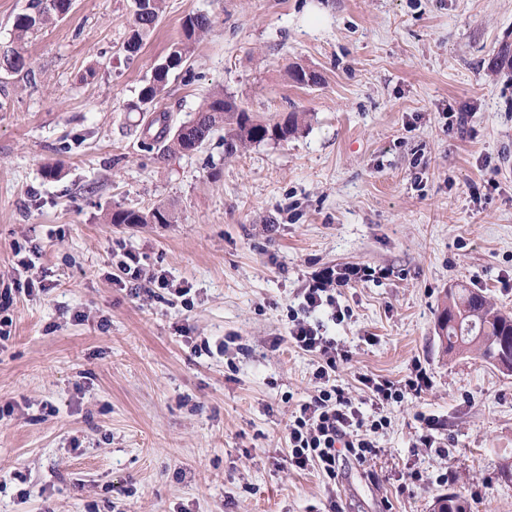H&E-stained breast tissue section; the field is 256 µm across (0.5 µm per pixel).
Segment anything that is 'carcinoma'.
<instances>
[{"label":"carcinoma","instance_id":"carcinoma-1","mask_svg":"<svg viewBox=\"0 0 512 512\" xmlns=\"http://www.w3.org/2000/svg\"><path fill=\"white\" fill-rule=\"evenodd\" d=\"M72 8V0H30L28 11L17 15L13 22L10 42V61L7 73L27 75L31 62L27 43L36 31L64 19ZM165 11V0H145L135 6L130 35L125 42L128 56L136 55L144 41L157 27ZM211 29V19L203 12L184 17L181 37L173 44L163 61L153 70L149 80L141 86L138 102L141 111L154 107L166 86L169 76L186 64L196 43ZM290 79L304 87L320 83L319 76L304 68L289 70ZM224 128V154L235 155L240 149L267 141H286L299 130L297 113L275 122L255 119L224 91H215L205 97L194 116L174 127L163 111L143 126L141 135L166 153L189 154L199 150L215 130ZM111 224H169L173 214L164 206L149 211L118 208L106 215ZM445 322L443 336L446 352L475 349L491 366L512 372V316L502 313L481 293L467 288L448 292V302L438 315ZM437 512H470V506L457 494L437 500Z\"/></svg>","mask_w":512,"mask_h":512}]
</instances>
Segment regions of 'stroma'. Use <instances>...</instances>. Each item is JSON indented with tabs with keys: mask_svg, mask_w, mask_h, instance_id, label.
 Wrapping results in <instances>:
<instances>
[{
	"mask_svg": "<svg viewBox=\"0 0 512 512\" xmlns=\"http://www.w3.org/2000/svg\"><path fill=\"white\" fill-rule=\"evenodd\" d=\"M133 10L74 0L30 40V76L0 72V281L47 287L17 295L0 342V512H326L333 493L346 512H432L449 493L512 512V374L436 332L452 288L512 314V0H166L131 58ZM198 11L212 28L158 109L180 123L221 87L263 120L305 113L301 134L229 158L220 130L187 155L144 144L139 88ZM158 205L177 223L103 219ZM16 241L41 246L34 267ZM125 249L191 307L123 290ZM351 267L370 276L336 291L350 317L327 333L349 359L332 384L365 402L359 375L397 383L417 362L431 386L385 405L380 457L332 481L282 465L318 388L288 311ZM425 416L449 459L416 451Z\"/></svg>",
	"mask_w": 512,
	"mask_h": 512,
	"instance_id": "35a3bbf8",
	"label": "stroma"
}]
</instances>
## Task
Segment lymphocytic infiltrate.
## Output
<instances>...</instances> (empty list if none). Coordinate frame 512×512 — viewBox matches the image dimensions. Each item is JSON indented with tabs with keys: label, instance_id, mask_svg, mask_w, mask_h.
Segmentation results:
<instances>
[{
	"label": "lymphocytic infiltrate",
	"instance_id": "lymphocytic-infiltrate-1",
	"mask_svg": "<svg viewBox=\"0 0 512 512\" xmlns=\"http://www.w3.org/2000/svg\"><path fill=\"white\" fill-rule=\"evenodd\" d=\"M361 269L344 272L328 270L315 276L306 289L298 310L290 321L289 342L298 350L317 359L315 378L320 383L318 393L299 404L288 423V448L285 462L295 470L316 469L328 478H335L343 463L355 460L363 463L376 459L380 450L371 439L372 431L382 428V420L369 417L348 393L332 385L330 378L338 361L347 360L335 337L325 335V321L342 323L345 311L336 303V290L350 280L364 278ZM323 312L324 320H316V312ZM363 385L369 390L373 406L379 407L402 396L404 391L421 394L431 386L424 368H416L413 377L404 385L372 376H363Z\"/></svg>",
	"mask_w": 512,
	"mask_h": 512
}]
</instances>
